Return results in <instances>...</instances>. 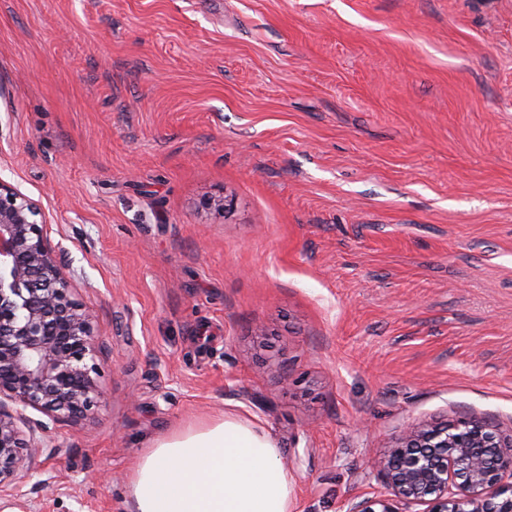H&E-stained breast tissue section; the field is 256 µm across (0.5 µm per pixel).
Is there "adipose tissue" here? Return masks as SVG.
I'll return each mask as SVG.
<instances>
[{
	"mask_svg": "<svg viewBox=\"0 0 512 512\" xmlns=\"http://www.w3.org/2000/svg\"><path fill=\"white\" fill-rule=\"evenodd\" d=\"M128 493L134 512H290L294 485L270 434L227 414L152 440Z\"/></svg>",
	"mask_w": 512,
	"mask_h": 512,
	"instance_id": "ef3b65f1",
	"label": "adipose tissue"
}]
</instances>
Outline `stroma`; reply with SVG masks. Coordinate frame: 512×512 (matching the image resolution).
Wrapping results in <instances>:
<instances>
[{"label": "stroma", "instance_id": "obj_1", "mask_svg": "<svg viewBox=\"0 0 512 512\" xmlns=\"http://www.w3.org/2000/svg\"><path fill=\"white\" fill-rule=\"evenodd\" d=\"M0 179L92 316L103 398L0 512H133L236 413L291 512L424 421L512 432V0H0Z\"/></svg>", "mask_w": 512, "mask_h": 512}]
</instances>
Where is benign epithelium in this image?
<instances>
[{
    "label": "benign epithelium",
    "mask_w": 512,
    "mask_h": 512,
    "mask_svg": "<svg viewBox=\"0 0 512 512\" xmlns=\"http://www.w3.org/2000/svg\"><path fill=\"white\" fill-rule=\"evenodd\" d=\"M39 205L0 178V493L38 471L44 424L92 414L102 393L91 315L46 243ZM373 495L346 512H512V433L477 417L415 424L372 462Z\"/></svg>",
    "instance_id": "1"
}]
</instances>
